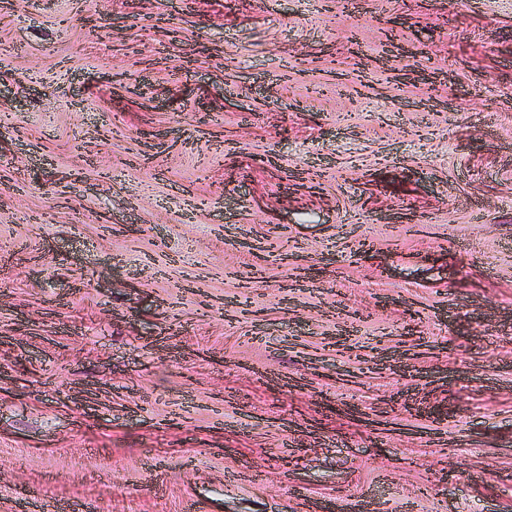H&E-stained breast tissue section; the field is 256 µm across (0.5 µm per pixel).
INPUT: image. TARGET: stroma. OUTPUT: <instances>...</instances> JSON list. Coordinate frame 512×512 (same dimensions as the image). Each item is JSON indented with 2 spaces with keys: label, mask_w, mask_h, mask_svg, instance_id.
Masks as SVG:
<instances>
[{
  "label": "stroma",
  "mask_w": 512,
  "mask_h": 512,
  "mask_svg": "<svg viewBox=\"0 0 512 512\" xmlns=\"http://www.w3.org/2000/svg\"><path fill=\"white\" fill-rule=\"evenodd\" d=\"M45 500L512 512V0H0V512Z\"/></svg>",
  "instance_id": "1"
}]
</instances>
